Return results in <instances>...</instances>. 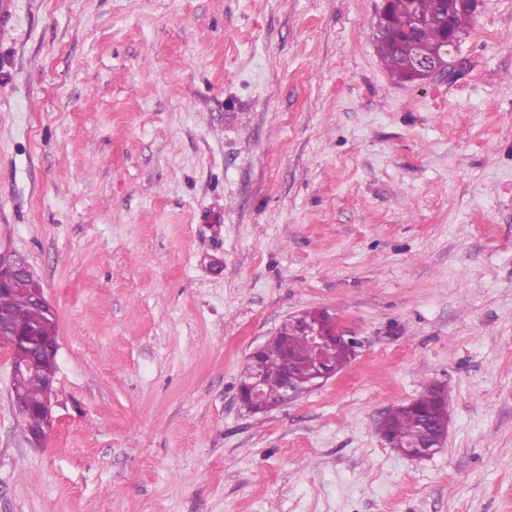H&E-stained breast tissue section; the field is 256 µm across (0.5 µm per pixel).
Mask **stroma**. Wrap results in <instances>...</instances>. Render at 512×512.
<instances>
[{
    "label": "stroma",
    "instance_id": "35a3bbf8",
    "mask_svg": "<svg viewBox=\"0 0 512 512\" xmlns=\"http://www.w3.org/2000/svg\"><path fill=\"white\" fill-rule=\"evenodd\" d=\"M382 0H13L0 252L57 315L54 430L0 349V512H512V0L394 81ZM359 345L266 413L287 320ZM441 384L444 448L377 422Z\"/></svg>",
    "mask_w": 512,
    "mask_h": 512
}]
</instances>
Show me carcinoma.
<instances>
[{
    "label": "carcinoma",
    "instance_id": "carcinoma-1",
    "mask_svg": "<svg viewBox=\"0 0 512 512\" xmlns=\"http://www.w3.org/2000/svg\"><path fill=\"white\" fill-rule=\"evenodd\" d=\"M395 28L389 35H376L378 51L393 79L414 80L413 72L419 58L433 57L445 33L462 41L472 26V12L457 0H448V6L441 7L436 0H391L389 4ZM411 18L421 22L416 33L408 36L403 25ZM0 310L8 314L11 323L19 330L35 333L28 344L29 353L37 360L38 373L25 386V402L29 412L22 417L26 434L40 429L43 418L38 409L51 399L53 386L50 380L57 371V362L41 355V349L57 338L56 315L44 309L33 300V292L26 294H0ZM288 343L293 359L284 355H264L247 360L241 374L242 382L249 381L255 373L265 379V398L269 406L279 404L281 399L280 379L283 374L297 372L296 361L315 362L327 358L342 369L351 359L353 352L338 347L328 354L312 348L302 336L297 335L294 321L286 322L266 341V345L277 348ZM417 409L406 405L397 406L387 412L385 422L390 432L389 445L397 453L405 454L408 446L422 429L434 428L450 417L446 404L433 388H426L416 398Z\"/></svg>",
    "mask_w": 512,
    "mask_h": 512
}]
</instances>
